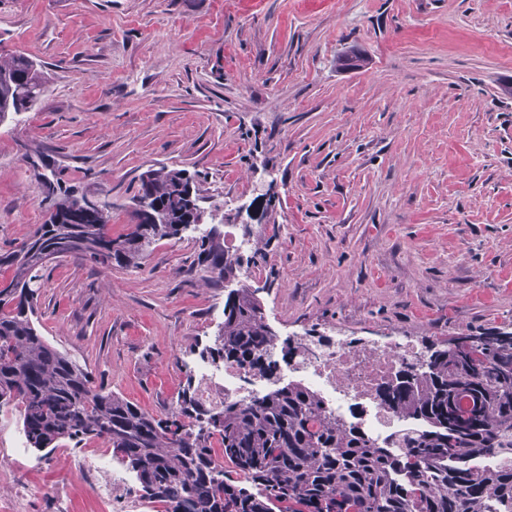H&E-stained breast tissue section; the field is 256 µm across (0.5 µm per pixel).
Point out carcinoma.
I'll list each match as a JSON object with an SVG mask.
<instances>
[{
    "instance_id": "1",
    "label": "carcinoma",
    "mask_w": 512,
    "mask_h": 512,
    "mask_svg": "<svg viewBox=\"0 0 512 512\" xmlns=\"http://www.w3.org/2000/svg\"><path fill=\"white\" fill-rule=\"evenodd\" d=\"M44 68L23 54H0V124L32 109L44 93ZM48 187V218L20 245L0 250V407L20 415L29 446L100 441L140 484L155 512H512V465L484 470L478 456L512 458V333H471L473 346H426L428 369L400 370L381 390L385 405L421 423L401 451L382 448L328 416L300 384L247 404L207 407L187 378L176 406L154 416L96 384L71 355L36 327L40 271L73 255L103 268L139 264L157 243L200 223L201 180L161 166L139 176L131 224L112 236L109 211L71 189ZM254 256L224 247L213 225L197 238L194 264L222 287ZM223 341L213 360L234 361L270 376L275 335L256 291L243 284L224 301ZM219 437L224 460L212 451Z\"/></svg>"
}]
</instances>
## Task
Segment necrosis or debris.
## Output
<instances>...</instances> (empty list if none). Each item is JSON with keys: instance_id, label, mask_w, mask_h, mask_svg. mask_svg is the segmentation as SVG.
<instances>
[{"instance_id": "necrosis-or-debris-1", "label": "necrosis or debris", "mask_w": 512, "mask_h": 512, "mask_svg": "<svg viewBox=\"0 0 512 512\" xmlns=\"http://www.w3.org/2000/svg\"><path fill=\"white\" fill-rule=\"evenodd\" d=\"M416 355V346L398 337L366 344L326 340L306 345L285 375L315 391L329 415L342 421L353 419L370 440L389 446L398 435L414 430L415 424L390 411L378 391L396 372L414 364ZM193 367L206 405L247 403L262 394V381L237 365L199 360ZM71 469L111 503L112 512H147L136 495L133 478L110 469L103 454L72 457Z\"/></svg>"}]
</instances>
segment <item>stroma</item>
I'll list each match as a JSON object with an SVG mask.
<instances>
[{"label": "stroma", "mask_w": 512, "mask_h": 512, "mask_svg": "<svg viewBox=\"0 0 512 512\" xmlns=\"http://www.w3.org/2000/svg\"><path fill=\"white\" fill-rule=\"evenodd\" d=\"M49 74L0 125V249L46 219L43 164L112 204L138 177L199 172L206 220L264 254L231 287L189 267L191 237L136 267L44 269L37 324L108 390L159 415L213 342L230 288L259 287L278 341L309 330L422 343L512 321V0H0V53ZM361 68L337 67L347 53ZM272 170L273 184L255 171ZM268 205L254 223L244 205ZM64 442L0 465L39 488L27 512H109Z\"/></svg>", "instance_id": "obj_1"}]
</instances>
